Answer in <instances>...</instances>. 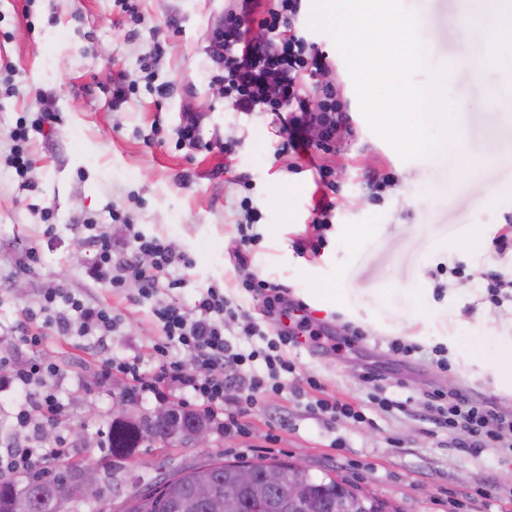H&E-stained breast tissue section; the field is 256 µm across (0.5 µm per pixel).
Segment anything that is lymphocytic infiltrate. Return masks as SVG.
Wrapping results in <instances>:
<instances>
[{
  "label": "lymphocytic infiltrate",
  "instance_id": "obj_1",
  "mask_svg": "<svg viewBox=\"0 0 512 512\" xmlns=\"http://www.w3.org/2000/svg\"><path fill=\"white\" fill-rule=\"evenodd\" d=\"M301 2L240 0L239 5L225 8L211 41V59L219 69L215 79L235 109L259 110L275 116L290 113L288 124L282 128L285 139L281 150L285 153L301 146L302 131L307 127L317 129L319 146L327 148L348 123L335 86L326 85L313 92L305 87V77L328 71L331 62L297 28ZM255 25L265 30V38H250ZM83 230L95 250L88 274L94 283L113 291L133 283L141 296H153L158 292L161 276L190 265L165 237L145 236L131 224L126 226V245L121 249L94 222H86ZM241 286L261 298L267 311L296 314L294 328L278 332L265 346L245 353L225 338V328L239 325L246 336L261 335L262 330L217 288H208L190 311L173 301L159 303L155 316L162 322L167 338L178 342L192 356L197 368L192 376L183 374L179 361L163 347L157 350L159 365L154 376L143 375L136 364L117 363L105 352L108 338L118 328L117 318L110 308L90 298L56 287L44 293L42 309L47 313L46 326L93 340L99 350L96 362L102 378H109L118 370L130 375L143 390L155 394L163 388L187 392L211 415L223 408L225 397L238 394V411L224 424L225 429L237 430L241 418L260 398L280 390L282 375L294 372L286 349L299 334H308L321 348L331 339L327 331L314 327L305 312V303L288 300L280 285L248 276ZM21 336L31 355L26 363L12 366L8 374L0 373V391L10 390L21 397L13 418L24 440L0 451V481L48 467L58 455L57 449L37 446L36 441L64 412L55 387L59 369L39 357L45 340L43 332L31 331L25 325ZM258 359L263 361L265 373L253 370L252 364ZM429 412L437 425L459 429L470 436L472 452L496 447L512 455L511 412L497 411L487 402L455 390L437 395Z\"/></svg>",
  "mask_w": 512,
  "mask_h": 512
}]
</instances>
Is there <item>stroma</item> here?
I'll use <instances>...</instances> for the list:
<instances>
[{"instance_id":"1","label":"stroma","mask_w":512,"mask_h":512,"mask_svg":"<svg viewBox=\"0 0 512 512\" xmlns=\"http://www.w3.org/2000/svg\"><path fill=\"white\" fill-rule=\"evenodd\" d=\"M227 4L137 0L133 20L117 0H0V356L29 357L18 331L21 314L39 310L43 290L60 283L111 308L120 326L109 351L137 361L141 373L155 371V349L164 341L153 315L157 300L190 308L212 284L259 323V337L240 336L234 326L224 331L248 351L279 328L261 300L241 288L249 274L308 304L318 322L337 330L341 347L323 350L305 338L288 345L294 374L283 377L279 394L252 408L241 432L211 425V454L300 458L313 474L330 469L365 484L399 512H512V456L494 448L472 453L465 433L435 425L425 411L434 394L464 390L512 412V393L497 386L493 369L469 359L475 337L512 338V306L483 302L468 278L490 267L512 280V255H497L493 247L504 216L512 214V197L500 193L512 183V56H488L485 43L465 36L473 0H402L419 15L430 65L451 67L446 91L457 107L460 136L446 158L405 161L370 129L341 54L330 36L309 27L311 2L303 0L297 25L333 63L312 83L335 84L350 120L335 145L312 150L291 172L292 157L279 154L271 115L235 111L213 79L209 35ZM480 56L487 62L475 76L470 63ZM121 74L132 91L118 102L112 86ZM165 82L174 89L162 98L156 89ZM38 88L45 93L40 101ZM44 109L57 119L31 140V167L22 180L9 163L11 130ZM188 112L200 121L197 148L177 143ZM493 138L503 146L502 159L474 178L451 170L450 159L480 155ZM322 165L336 185L335 209L327 244L314 254L301 245L316 236L311 211ZM372 173L394 180L383 200L366 188ZM47 205L55 210L52 240L43 234ZM247 205L257 213L260 240L238 268L232 251ZM114 211L192 259L181 287L152 299L135 285L113 293L87 277L94 251L84 244L81 225L92 219L122 238L110 218ZM77 242L84 245L78 257ZM32 249L39 264L26 262ZM457 262L467 277L448 274ZM355 327L361 335H352ZM395 339L412 352L394 353ZM437 345L447 350V366L436 363ZM41 354L59 367L56 387L67 408L42 444L62 447L82 464L107 459L112 405L122 392H133L138 419L163 402L198 407L184 392H168L161 401L136 392L119 371L100 379L92 350L74 337L49 332ZM311 378L318 389L308 388ZM380 385L395 409L373 404ZM330 396L361 409L365 422L314 413L315 400ZM198 460L176 440L141 442L117 475L112 501L121 503L131 483L148 484L158 468Z\"/></svg>"}]
</instances>
